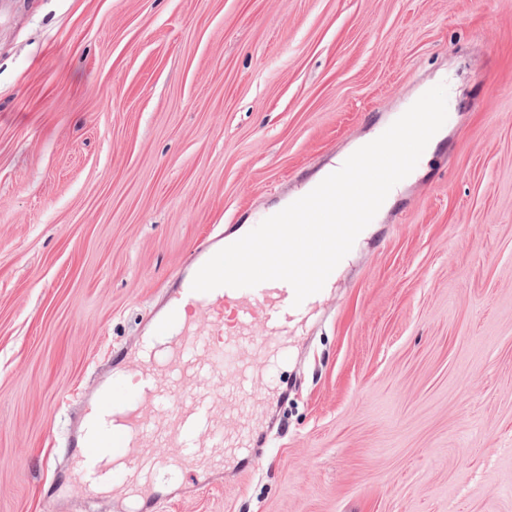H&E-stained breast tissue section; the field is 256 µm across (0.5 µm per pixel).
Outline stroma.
I'll return each mask as SVG.
<instances>
[{
  "instance_id": "1",
  "label": "stroma",
  "mask_w": 512,
  "mask_h": 512,
  "mask_svg": "<svg viewBox=\"0 0 512 512\" xmlns=\"http://www.w3.org/2000/svg\"><path fill=\"white\" fill-rule=\"evenodd\" d=\"M444 137L160 512H512V0H0V512L207 237L426 91Z\"/></svg>"
}]
</instances>
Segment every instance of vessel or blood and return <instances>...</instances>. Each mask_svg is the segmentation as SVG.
<instances>
[{
	"label": "vessel or blood",
	"instance_id": "1",
	"mask_svg": "<svg viewBox=\"0 0 512 512\" xmlns=\"http://www.w3.org/2000/svg\"><path fill=\"white\" fill-rule=\"evenodd\" d=\"M225 245L209 239L191 261V273L178 276L169 298L145 327L137 345L115 354L118 377H104L89 395L68 440L69 468L52 496L78 493L86 498L125 493L144 508L157 497L159 470L194 472L198 487L211 482L209 471L224 464L219 448L238 447L212 412L226 405L222 387L227 372L245 389L251 378L240 344L264 349L285 337L294 321L312 306L295 304L294 289L284 281L252 288L220 287L193 291L194 270ZM234 311L236 331L224 333V313ZM209 325H201L199 314ZM263 320L264 337H255L253 320ZM164 440L165 457H157L156 440Z\"/></svg>",
	"mask_w": 512,
	"mask_h": 512
}]
</instances>
